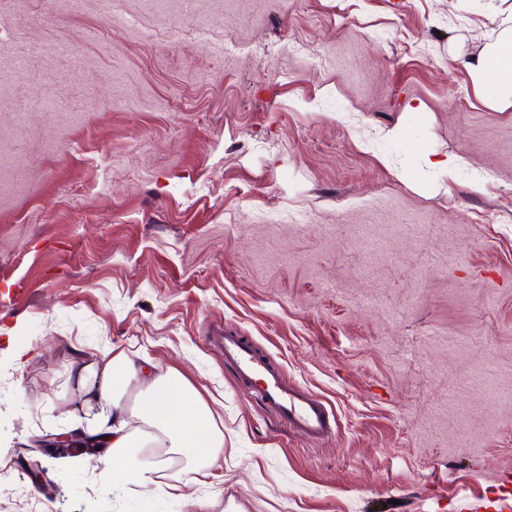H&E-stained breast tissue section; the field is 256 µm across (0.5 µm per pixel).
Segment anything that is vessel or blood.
Returning <instances> with one entry per match:
<instances>
[{
	"label": "vessel or blood",
	"mask_w": 512,
	"mask_h": 512,
	"mask_svg": "<svg viewBox=\"0 0 512 512\" xmlns=\"http://www.w3.org/2000/svg\"><path fill=\"white\" fill-rule=\"evenodd\" d=\"M224 358L248 384L254 385L261 402L295 435L323 440L333 432L329 411L316 396L288 387L278 366L260 355L244 337L230 333L213 337Z\"/></svg>",
	"instance_id": "b4317fda"
}]
</instances>
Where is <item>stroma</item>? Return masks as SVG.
<instances>
[{
  "instance_id": "1",
  "label": "stroma",
  "mask_w": 512,
  "mask_h": 512,
  "mask_svg": "<svg viewBox=\"0 0 512 512\" xmlns=\"http://www.w3.org/2000/svg\"><path fill=\"white\" fill-rule=\"evenodd\" d=\"M485 0H0V512H512V109ZM457 157L455 181L438 163ZM334 433L284 428L217 331ZM224 422L130 496L66 427L76 355ZM511 20L504 19L495 39L485 42L479 54L466 62L473 87L481 93L485 105L495 111L512 109V4ZM46 437L41 440L44 448H74L85 453H92L97 449L94 444H89L88 437H82L79 433L46 435Z\"/></svg>"
}]
</instances>
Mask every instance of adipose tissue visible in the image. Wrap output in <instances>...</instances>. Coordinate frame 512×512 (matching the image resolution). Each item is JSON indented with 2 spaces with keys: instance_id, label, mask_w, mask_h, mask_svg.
Returning <instances> with one entry per match:
<instances>
[{
  "instance_id": "1",
  "label": "adipose tissue",
  "mask_w": 512,
  "mask_h": 512,
  "mask_svg": "<svg viewBox=\"0 0 512 512\" xmlns=\"http://www.w3.org/2000/svg\"><path fill=\"white\" fill-rule=\"evenodd\" d=\"M466 68L488 108L512 109V22L502 23ZM71 378L79 400L70 421L105 448L106 463L121 473L127 492L153 482L143 449L180 454L188 485L223 458L224 425L184 371L157 375L139 356L108 348L95 359L77 360Z\"/></svg>"
}]
</instances>
